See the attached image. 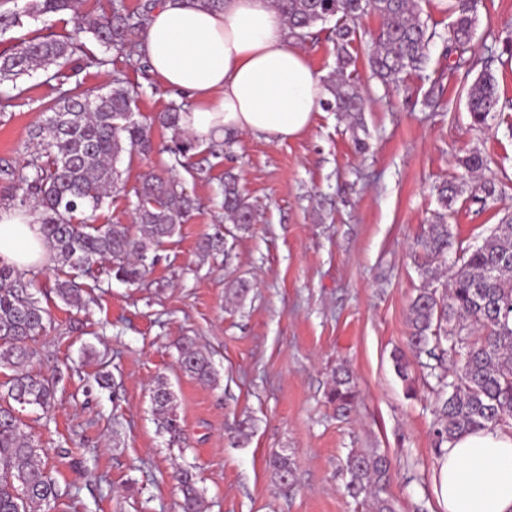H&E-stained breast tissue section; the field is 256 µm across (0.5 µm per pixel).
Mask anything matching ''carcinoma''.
I'll use <instances>...</instances> for the list:
<instances>
[{
    "label": "carcinoma",
    "mask_w": 512,
    "mask_h": 512,
    "mask_svg": "<svg viewBox=\"0 0 512 512\" xmlns=\"http://www.w3.org/2000/svg\"><path fill=\"white\" fill-rule=\"evenodd\" d=\"M284 15L288 36L306 38L319 22L336 19L337 65L324 78L330 98L322 105L350 115L361 112L364 98L352 76L357 57L351 52L356 41L367 45L366 62L381 82L399 84L402 75L419 71L427 60L429 45L437 36L420 18L418 0H273ZM0 0V32L22 25V17L36 19L47 14L76 11V0H30L25 10L6 9ZM477 0H456V19L449 36L442 39L443 54L455 57V69L463 79L477 72L466 91L472 124L486 127L497 116L499 96L492 71L495 56L478 57L473 52ZM153 2L141 11H129L124 0H106L100 13L79 16L73 33L52 32L23 40L9 54L0 55V82H17L31 71L62 69L75 62L106 66L109 61L92 53L81 35L118 50L133 51L143 33ZM370 13L382 17L375 33L359 32L362 18ZM80 86L64 89L44 109L45 117L31 132L36 145L19 167L0 162V176L14 184L19 205L36 203L41 210V230L57 262L81 273H90L106 261L115 278L138 282L146 271L149 255L168 238L191 211L196 199L174 180L153 175L134 188L137 203L134 233L125 224H94L96 211L112 193L124 190L117 162L125 154L148 156L154 151L150 126L133 119L135 90L120 74L92 103ZM156 120L172 131L165 151L175 160L187 156L192 143L181 126V112L171 107ZM470 174L489 166L488 158L471 152L460 160ZM441 210L432 223L423 225L412 252L426 285L409 303V347L425 376L434 398L432 436L437 458L448 443L478 430L494 429L512 420V212H507L479 246H455L448 213L461 194L459 186L442 182L435 187ZM502 189L493 180L474 186L472 198L495 201ZM224 215L234 228L247 231L255 223L239 178L224 175ZM449 267V283L441 292L431 287L443 267ZM33 281L19 269L0 265V368L14 372L7 396L20 405L49 412L56 381L32 368L35 351L29 341L42 333L47 311L33 292ZM57 296L67 305L83 303L81 284L75 277L59 278ZM395 372L414 392L411 363L404 354L393 357ZM179 370L203 384L217 383L211 352L195 339L179 344ZM327 399L341 416L350 415L356 391L349 372L336 370ZM153 414L158 427L177 442L182 420L168 384L159 380L151 390ZM39 445L24 432L12 406L0 405V512H49L61 497L57 481L43 465ZM269 466L282 485L292 476L288 456L276 453ZM346 490L350 497L368 495L388 480L386 459L374 452L352 449L345 462ZM182 500L180 512H203L202 494L187 469L175 473Z\"/></svg>",
    "instance_id": "cac0c4a2"
}]
</instances>
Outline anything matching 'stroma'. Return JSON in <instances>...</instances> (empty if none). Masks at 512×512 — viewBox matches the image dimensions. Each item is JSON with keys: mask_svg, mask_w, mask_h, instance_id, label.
<instances>
[{"mask_svg": "<svg viewBox=\"0 0 512 512\" xmlns=\"http://www.w3.org/2000/svg\"><path fill=\"white\" fill-rule=\"evenodd\" d=\"M72 13L25 19L0 33V53L21 39L72 32ZM333 23L314 27L301 47L318 76L336 67ZM88 47L108 65L66 67L67 86L100 91L121 73L138 97L137 120L187 97L158 87L148 69L96 42ZM512 48V0H480L474 51L505 55ZM355 80L366 100L359 118L318 110L308 130L283 142L238 132L223 154L203 144L189 166L164 150L172 133L153 125L149 157L122 155L125 192L110 195L100 224H132L133 189L143 175L182 183L199 202L177 233L156 252L142 282L103 272L79 276L83 308L54 294L57 262L31 267L51 322L37 337L41 372L59 380L50 413L26 406L16 416L42 446L41 459L62 496L52 512H177L174 473L193 469L205 512H370L344 493L341 467L351 449L387 456L382 494L396 512H444L440 461L433 452L432 397L424 377L415 395L396 375L394 350H407L408 305L423 285L412 246L437 208L433 187L462 189L448 223L464 245L481 244L512 207V62L493 64L500 116L472 127L466 85L450 71L441 44L426 69L405 77L403 90L372 78L356 44ZM444 91L426 106L434 82ZM58 80L37 70L18 83H0V160L21 164L30 132L58 95ZM477 151L490 164L486 178L501 200L471 199L473 183L459 158ZM240 177L256 222L204 256L198 244L224 232L226 170ZM252 288L243 303L228 301V280ZM192 336L213 354L218 373L208 386L177 368L179 337ZM358 391L357 409L337 416L325 392L337 367ZM165 379L175 396L184 440L170 445L151 409L150 391ZM251 418L247 443H234L239 420ZM293 463L290 485H279L271 454Z\"/></svg>", "mask_w": 512, "mask_h": 512, "instance_id": "obj_1", "label": "stroma"}]
</instances>
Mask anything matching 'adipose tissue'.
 I'll list each match as a JSON object with an SVG mask.
<instances>
[{
    "instance_id": "ef3b65f1",
    "label": "adipose tissue",
    "mask_w": 512,
    "mask_h": 512,
    "mask_svg": "<svg viewBox=\"0 0 512 512\" xmlns=\"http://www.w3.org/2000/svg\"><path fill=\"white\" fill-rule=\"evenodd\" d=\"M139 50L162 89L190 99L182 126L201 142L228 130L298 137L324 96L272 0H224L220 10L162 0ZM50 257L37 211L0 208V262L22 269ZM439 493L445 512H512V433L481 430L449 443Z\"/></svg>"
}]
</instances>
